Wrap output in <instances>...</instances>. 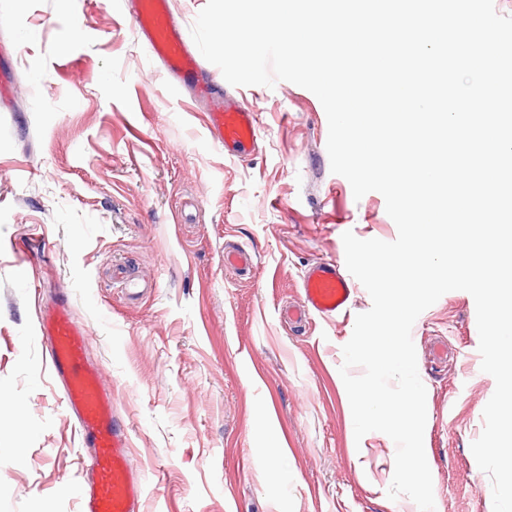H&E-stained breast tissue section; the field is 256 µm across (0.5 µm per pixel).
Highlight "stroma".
I'll use <instances>...</instances> for the list:
<instances>
[{
	"label": "stroma",
	"mask_w": 512,
	"mask_h": 512,
	"mask_svg": "<svg viewBox=\"0 0 512 512\" xmlns=\"http://www.w3.org/2000/svg\"><path fill=\"white\" fill-rule=\"evenodd\" d=\"M0 512H77L82 448L46 363L37 312L70 297L147 476L142 512H419L390 500L395 443L355 440L342 347L372 305L281 321L310 264L344 262L342 236L391 242L384 197L332 173L309 90L245 87L259 151L215 147L168 87L118 0H0ZM240 245L251 269L228 271ZM126 267L141 292L112 280ZM426 388L435 512H493L471 451L495 390L473 297L456 290L412 328ZM287 472L280 488L266 466Z\"/></svg>",
	"instance_id": "obj_1"
}]
</instances>
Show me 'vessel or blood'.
Listing matches in <instances>:
<instances>
[{
    "mask_svg": "<svg viewBox=\"0 0 512 512\" xmlns=\"http://www.w3.org/2000/svg\"><path fill=\"white\" fill-rule=\"evenodd\" d=\"M125 6L135 21L137 40L149 49L169 82L201 106L212 140L231 157L255 154L256 112L239 92L223 89L216 81L169 0H125ZM354 293L353 280L337 262L314 263L302 278L301 305L289 315L334 318L349 310ZM37 326L61 385L62 403L85 451L87 477L78 495L80 512H141L145 473L131 459L128 426L114 408L112 386L90 356L91 338L74 317L67 294H56L40 306Z\"/></svg>",
    "mask_w": 512,
    "mask_h": 512,
    "instance_id": "1",
    "label": "vessel or blood"
}]
</instances>
